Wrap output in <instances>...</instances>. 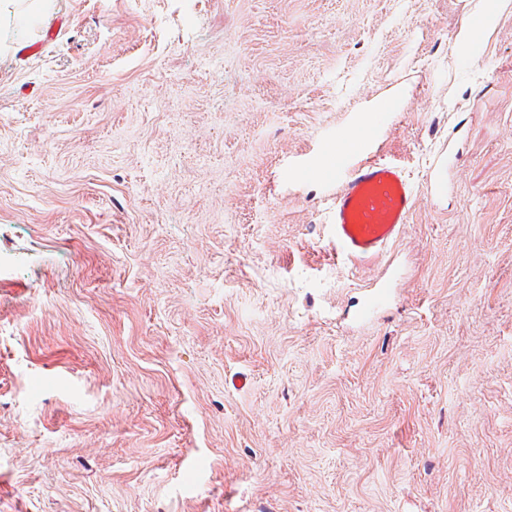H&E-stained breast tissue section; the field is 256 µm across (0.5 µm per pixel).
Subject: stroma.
Wrapping results in <instances>:
<instances>
[{"label": "stroma", "mask_w": 512, "mask_h": 512, "mask_svg": "<svg viewBox=\"0 0 512 512\" xmlns=\"http://www.w3.org/2000/svg\"><path fill=\"white\" fill-rule=\"evenodd\" d=\"M481 2L0 5V512H512V0L467 60ZM392 93L373 153L417 201L358 262L336 183L282 172ZM391 283L388 278H380L367 290L365 302L359 310V318H366L371 312L383 307L389 298Z\"/></svg>", "instance_id": "stroma-1"}]
</instances>
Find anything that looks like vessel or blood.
<instances>
[{
	"instance_id": "b4317fda",
	"label": "vessel or blood",
	"mask_w": 512,
	"mask_h": 512,
	"mask_svg": "<svg viewBox=\"0 0 512 512\" xmlns=\"http://www.w3.org/2000/svg\"><path fill=\"white\" fill-rule=\"evenodd\" d=\"M393 97L375 99L368 112L356 117V133L337 137L326 159L293 165L283 171L289 181L307 177L334 180L340 187L329 208L333 241L338 252L363 261L381 254L408 223L416 195L404 169L397 163L372 156L371 144L391 121ZM391 283L380 278L367 290L360 317L383 307Z\"/></svg>"
}]
</instances>
